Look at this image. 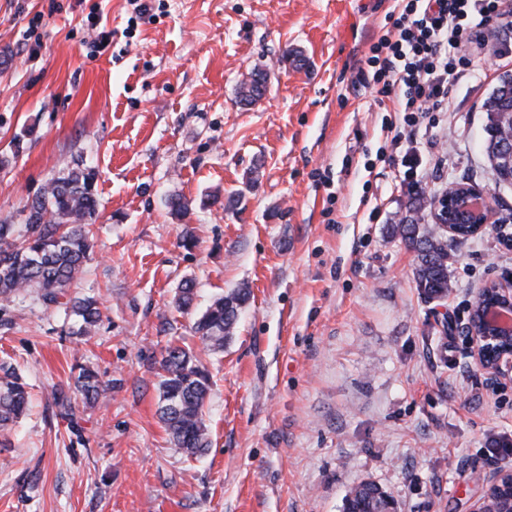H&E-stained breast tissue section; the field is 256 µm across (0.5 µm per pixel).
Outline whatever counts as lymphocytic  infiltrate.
Instances as JSON below:
<instances>
[{
	"label": "lymphocytic infiltrate",
	"mask_w": 512,
	"mask_h": 512,
	"mask_svg": "<svg viewBox=\"0 0 512 512\" xmlns=\"http://www.w3.org/2000/svg\"><path fill=\"white\" fill-rule=\"evenodd\" d=\"M395 2L391 28L372 43L360 70L391 104L385 127L396 150L427 113L449 110V89L471 64L469 49L491 18L512 15V0Z\"/></svg>",
	"instance_id": "f902f5d3"
}]
</instances>
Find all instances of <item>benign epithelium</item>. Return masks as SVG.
Listing matches in <instances>:
<instances>
[{"label": "benign epithelium", "instance_id": "7a95c632", "mask_svg": "<svg viewBox=\"0 0 512 512\" xmlns=\"http://www.w3.org/2000/svg\"><path fill=\"white\" fill-rule=\"evenodd\" d=\"M450 185L441 196L442 203L436 205L432 212L433 223L456 240L461 239L460 224L473 225L472 233L466 238L482 235L491 228L490 206L474 208V201L488 202V193L478 187H472L463 197L451 200ZM504 310L512 311V286L507 283H493L479 289L469 304V313H478L485 332L478 333L471 324H466L469 353L473 361L490 377L497 378L512 373V326L499 323L498 315ZM497 502L508 501L512 512V465L505 464L485 482V490L479 498L473 512H487L490 499Z\"/></svg>", "mask_w": 512, "mask_h": 512}]
</instances>
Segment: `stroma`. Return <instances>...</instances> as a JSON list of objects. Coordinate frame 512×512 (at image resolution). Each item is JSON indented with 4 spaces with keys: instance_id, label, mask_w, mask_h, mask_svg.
<instances>
[{
    "instance_id": "1",
    "label": "stroma",
    "mask_w": 512,
    "mask_h": 512,
    "mask_svg": "<svg viewBox=\"0 0 512 512\" xmlns=\"http://www.w3.org/2000/svg\"><path fill=\"white\" fill-rule=\"evenodd\" d=\"M389 0H0V218L83 152L96 172L93 255L71 287L92 335L28 298L0 307V363L31 391L1 433L0 512H343L369 481L398 512H472L512 440V375L469 355L467 305L512 280V186L484 151V100L512 75V24L490 22L454 109L415 132L423 192L490 191L492 230L450 246L454 286L429 302L393 234L404 168L359 59ZM112 38L94 52L97 32ZM301 52V64L285 50ZM267 72L256 104L239 82ZM191 204L175 215L171 198ZM194 244L184 247L185 235ZM193 280L188 312L175 305ZM251 296L223 349L191 326ZM182 343L209 371L211 446L197 459L159 418L160 361ZM112 388L86 403L79 366ZM67 407H60L58 396Z\"/></svg>"
}]
</instances>
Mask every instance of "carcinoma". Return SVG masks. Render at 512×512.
<instances>
[{"instance_id":"cac0c4a2","label":"carcinoma","mask_w":512,"mask_h":512,"mask_svg":"<svg viewBox=\"0 0 512 512\" xmlns=\"http://www.w3.org/2000/svg\"><path fill=\"white\" fill-rule=\"evenodd\" d=\"M267 73L256 70L238 89L243 105H252L264 95ZM486 112L485 152L497 181L512 185V168L499 162L501 141L508 138L506 118L512 117V76L499 85L483 103ZM435 198L420 192L411 194L406 215L393 231L416 254V288L427 299L448 295V237L437 230L426 231L420 213L433 209ZM23 227L0 220V302L9 304L33 296L45 308L64 310L77 319L76 335L91 333L101 319L97 301L92 297H73L69 288L90 260L92 226L98 218L95 174L86 167L84 156L71 157L26 205ZM195 284L186 280L177 296L179 309L192 306ZM249 299L245 288L216 298L193 323L192 332L216 349L224 347L237 322L240 309ZM160 368V417L175 447L187 456H197L208 448V430L203 407L210 389L208 372L196 363L185 346L166 349ZM76 390L89 403L102 397L108 387L96 372L80 368ZM29 391L21 378L10 370L0 377V428L13 424L24 413ZM379 502L397 509L395 502L371 482L360 483L345 499L343 512H367Z\"/></svg>"}]
</instances>
